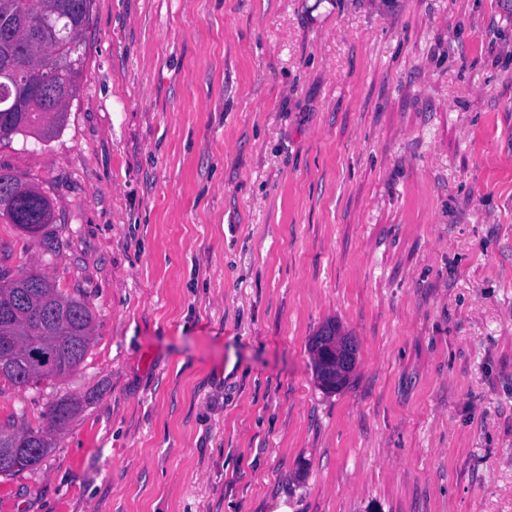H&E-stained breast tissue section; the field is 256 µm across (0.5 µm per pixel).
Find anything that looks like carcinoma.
Segmentation results:
<instances>
[{
	"mask_svg": "<svg viewBox=\"0 0 512 512\" xmlns=\"http://www.w3.org/2000/svg\"><path fill=\"white\" fill-rule=\"evenodd\" d=\"M92 0H0V70L17 68L25 75L16 86L0 77V143L17 135L40 139L54 136L64 123L69 102L76 97L82 67L81 37L87 29ZM54 23L53 38L44 44L31 36L46 19ZM54 53L72 65L50 77L54 103L46 106L31 89L44 80L41 61ZM24 189L21 205L39 204L35 219L27 224L15 217L13 207L0 212L23 232L36 237L52 223L54 213L44 194L27 192L31 184L12 170L0 166V183ZM93 313L89 303L65 296L46 275L21 267L13 275L0 273V392L6 388L28 389L44 381H60L84 360L92 344ZM336 326L326 327L312 346L314 364L330 367L328 389L336 384V354L340 342ZM83 407V401L62 395L43 413L45 426L38 430L0 425V475L14 476L32 470L48 453L56 435L62 433Z\"/></svg>",
	"mask_w": 512,
	"mask_h": 512,
	"instance_id": "carcinoma-1",
	"label": "carcinoma"
}]
</instances>
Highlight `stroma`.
Segmentation results:
<instances>
[{
	"label": "stroma",
	"mask_w": 512,
	"mask_h": 512,
	"mask_svg": "<svg viewBox=\"0 0 512 512\" xmlns=\"http://www.w3.org/2000/svg\"><path fill=\"white\" fill-rule=\"evenodd\" d=\"M79 90L0 166V271L89 302L82 412L0 512H512V9L93 0ZM357 345L324 390L309 343ZM1 172L3 173L2 175ZM2 182L11 184L17 190L21 188H31L39 191L38 188H36L35 186L23 181L12 170L0 166V185L2 184ZM19 197L22 198L21 206L24 207L27 206L28 202L32 201L33 199L35 200L34 206H36V204L38 203L41 204L36 211L35 219L33 222H28L27 224H25L16 219L12 206H9L2 211L0 209V213L2 216L6 217L10 222H12V224H15L23 232L33 237H37L38 234L42 231V229L47 224H51L54 220L52 206L48 201L47 197L40 191L39 195L35 193L21 192Z\"/></svg>",
	"instance_id": "35a3bbf8"
}]
</instances>
